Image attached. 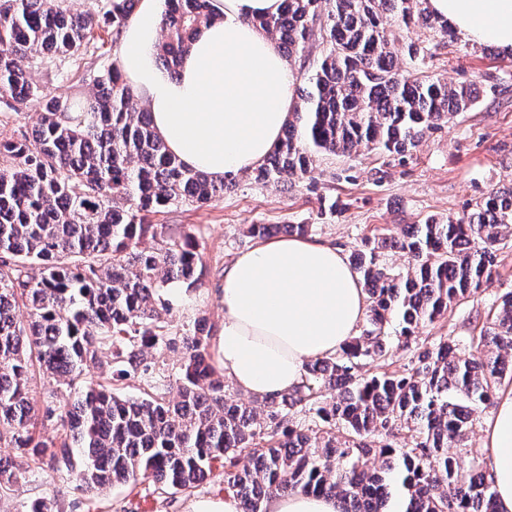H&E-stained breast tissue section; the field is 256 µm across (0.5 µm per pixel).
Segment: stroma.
I'll use <instances>...</instances> for the list:
<instances>
[{"instance_id": "35a3bbf8", "label": "stroma", "mask_w": 512, "mask_h": 512, "mask_svg": "<svg viewBox=\"0 0 512 512\" xmlns=\"http://www.w3.org/2000/svg\"><path fill=\"white\" fill-rule=\"evenodd\" d=\"M421 41L435 46L427 74L452 87L472 85L479 100L441 129L427 133L406 164L365 149L351 155L321 154L314 159L310 178L300 180L289 195L243 176L237 189L206 205L183 202L154 215L159 230L178 225L195 236L207 269L200 288L169 293L171 308L164 318L171 331H185L201 316L220 326L223 311L216 288L225 265L253 246L246 235L248 225L306 224L310 237L348 252L373 234L397 237L408 225L431 217L461 218L489 193L512 187V56L413 26L396 30L399 61H406L408 43ZM117 54L111 37L98 30L87 53L62 61L47 59L33 68L32 77L40 89L76 104L92 92L97 69L115 63ZM327 200L335 201V211L324 209ZM509 290L512 238L498 251L492 287L462 301L446 319L424 328V335L463 340L479 335L494 312L495 300ZM224 494L220 466L188 494L166 493L148 482L133 489L88 490L46 468L28 472L0 490V512H27L36 502L48 503L51 512H189L194 501Z\"/></svg>"}]
</instances>
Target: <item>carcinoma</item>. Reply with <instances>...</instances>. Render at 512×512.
I'll use <instances>...</instances> for the list:
<instances>
[{
    "instance_id": "obj_1",
    "label": "carcinoma",
    "mask_w": 512,
    "mask_h": 512,
    "mask_svg": "<svg viewBox=\"0 0 512 512\" xmlns=\"http://www.w3.org/2000/svg\"><path fill=\"white\" fill-rule=\"evenodd\" d=\"M137 2L103 0L83 14L66 0H0V98L36 108L30 129L0 141V448L18 451L0 454V488L47 460L89 489L148 481L188 493L227 460L224 483L241 512L295 492L337 498L342 512H391L393 479L404 512H497L470 434L475 412L512 379V291L468 344L417 333L491 284L498 245L512 231V188L477 202L466 218H429L397 238L361 240L349 262L369 302L363 329L308 364L293 392L263 400L261 411L247 406L224 390L207 319L179 335L163 319L171 286L202 284L199 244L175 229L160 246H142L157 236L150 216L183 201L205 204L237 182L215 183L172 156L114 65L97 73L76 112L32 82L39 60L81 53L94 28L118 39ZM426 2L282 0L278 14L254 19L290 59L304 58L313 42L322 50L253 182L288 193L320 152L378 150L401 165L427 132L475 104L472 87L421 75L430 44H409L407 67L395 62L390 22L453 36ZM215 16L211 0H164L157 61L170 75ZM283 232L304 235L308 225L247 229L258 239ZM388 248L408 255L406 270L382 263ZM392 320L411 356L361 373L364 362L391 358ZM178 348L184 360L170 400L151 392L157 368L146 350ZM106 356L112 378L89 377ZM115 377L149 389L119 395ZM39 381L65 388L70 408L37 409ZM301 412L317 430L296 420ZM39 419L56 422V433L37 432Z\"/></svg>"
}]
</instances>
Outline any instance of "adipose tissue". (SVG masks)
<instances>
[{
	"label": "adipose tissue",
	"mask_w": 512,
	"mask_h": 512,
	"mask_svg": "<svg viewBox=\"0 0 512 512\" xmlns=\"http://www.w3.org/2000/svg\"><path fill=\"white\" fill-rule=\"evenodd\" d=\"M281 0H213L218 19L202 25L177 75L157 65L160 0H140L123 29L118 64L166 147L214 181L250 171L277 143L294 106V76L275 40L253 25ZM463 40L512 53V0H427ZM216 365L259 397L300 384L309 360L336 353L356 335L368 308L343 251L324 241L282 236L259 241L224 268ZM484 445L497 512H512V388L487 420ZM336 498L274 496L265 512H340Z\"/></svg>",
	"instance_id": "obj_1"
}]
</instances>
